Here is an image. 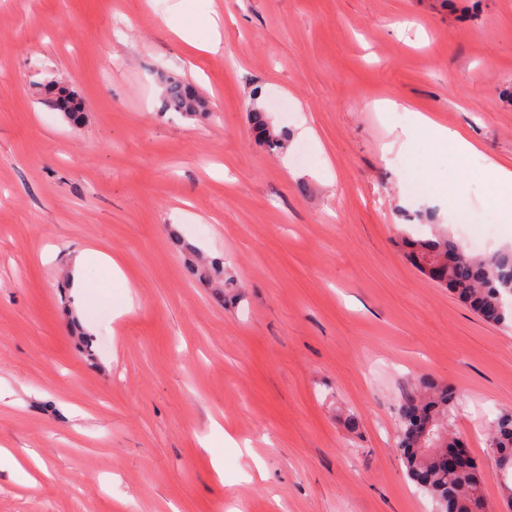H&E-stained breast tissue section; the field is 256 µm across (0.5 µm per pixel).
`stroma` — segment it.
<instances>
[{
  "label": "stroma",
  "instance_id": "stroma-1",
  "mask_svg": "<svg viewBox=\"0 0 512 512\" xmlns=\"http://www.w3.org/2000/svg\"><path fill=\"white\" fill-rule=\"evenodd\" d=\"M169 76L202 115L166 109ZM487 159L512 165V0H0V448L38 463L33 486L0 469V512H436L397 449L428 380L506 512L512 328L405 246L512 249L468 176ZM85 248L127 285L92 267L76 298ZM218 257L221 293L189 272ZM251 117L254 129L271 149H283L285 147V139L274 132L263 111L253 109ZM413 129L415 132L423 131L437 142L450 141L456 157L460 161L468 160L477 152L473 143L461 133L448 131V128L441 126L432 119L416 113ZM90 263H97L107 269L110 275L123 278V273L115 259L98 250L83 251L75 259L71 271V282L75 288L82 287V273ZM491 448L503 481L506 502L512 506V412H504L500 415ZM509 479H511V486Z\"/></svg>",
  "mask_w": 512,
  "mask_h": 512
}]
</instances>
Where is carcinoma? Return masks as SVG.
<instances>
[{
    "instance_id": "carcinoma-1",
    "label": "carcinoma",
    "mask_w": 512,
    "mask_h": 512,
    "mask_svg": "<svg viewBox=\"0 0 512 512\" xmlns=\"http://www.w3.org/2000/svg\"><path fill=\"white\" fill-rule=\"evenodd\" d=\"M49 105L75 124L82 119V106L72 105L59 92L46 97ZM197 100L194 91L178 80L166 81L165 106L186 116L196 115ZM253 127L272 149L285 147V139L274 132L265 113L251 112ZM411 263L422 269L421 261L441 258L446 265L441 269L437 283L448 288L486 322L498 326H512V250H501L476 257L463 252L449 236L407 241ZM191 273L202 279L224 282L220 262L207 267H191ZM452 406L448 388L435 382L424 384V393L410 391L404 394L399 409V448L407 465L410 479L432 495L438 512H473L472 505L484 501L476 461L467 458V468L460 471L443 465L435 448H458L461 439L439 429L438 420L447 417ZM433 422L430 434L419 441L420 424ZM496 466L501 474L506 501L512 504V412H504L497 421L496 434L491 443Z\"/></svg>"
}]
</instances>
